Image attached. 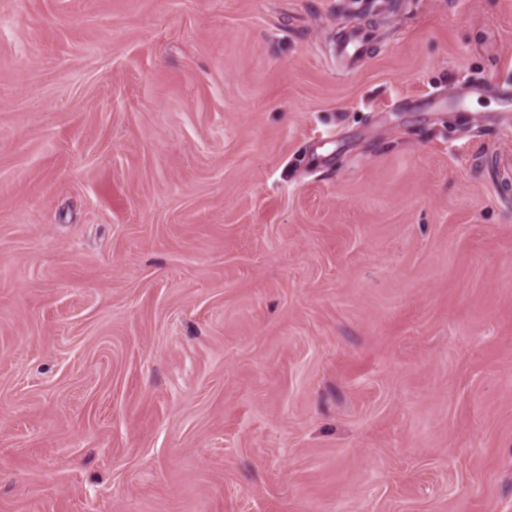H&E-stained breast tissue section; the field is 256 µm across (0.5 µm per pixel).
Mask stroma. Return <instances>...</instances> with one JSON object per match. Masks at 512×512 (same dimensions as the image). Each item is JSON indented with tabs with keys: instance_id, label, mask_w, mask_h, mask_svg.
<instances>
[{
	"instance_id": "stroma-1",
	"label": "stroma",
	"mask_w": 512,
	"mask_h": 512,
	"mask_svg": "<svg viewBox=\"0 0 512 512\" xmlns=\"http://www.w3.org/2000/svg\"><path fill=\"white\" fill-rule=\"evenodd\" d=\"M397 3L0 0V512H512V0ZM367 43L363 35L352 33L337 45V53L349 67L363 65L367 58Z\"/></svg>"
}]
</instances>
